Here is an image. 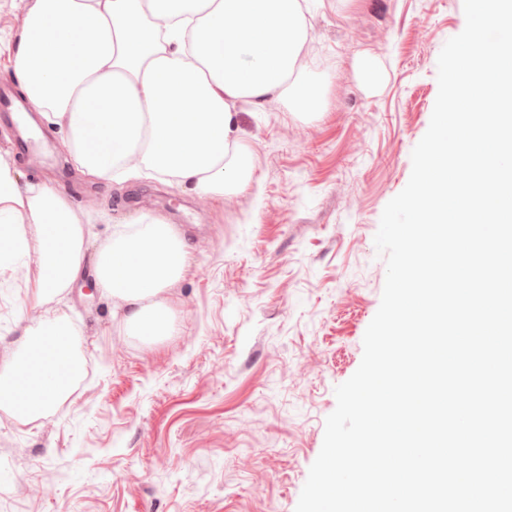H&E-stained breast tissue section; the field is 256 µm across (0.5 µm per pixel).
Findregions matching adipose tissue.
Instances as JSON below:
<instances>
[{"mask_svg": "<svg viewBox=\"0 0 512 512\" xmlns=\"http://www.w3.org/2000/svg\"><path fill=\"white\" fill-rule=\"evenodd\" d=\"M35 0L15 74L27 100L63 122L64 147L81 172L102 180L154 171L192 184L204 198L232 200L255 181L256 160L238 115L271 100L305 117L324 105L307 82L310 23L301 0ZM110 166H102V154ZM0 227L33 244L38 293H58L83 263V228L53 186L21 191L0 163ZM188 252L172 225L154 221L110 241L99 255L98 288L122 311L130 333L173 335L170 307L146 305L184 273ZM75 328L39 320L0 369V403L33 414L66 397L42 379Z\"/></svg>", "mask_w": 512, "mask_h": 512, "instance_id": "1", "label": "adipose tissue"}]
</instances>
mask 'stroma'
<instances>
[{
  "label": "stroma",
  "mask_w": 512,
  "mask_h": 512,
  "mask_svg": "<svg viewBox=\"0 0 512 512\" xmlns=\"http://www.w3.org/2000/svg\"><path fill=\"white\" fill-rule=\"evenodd\" d=\"M33 2L0 0V87L14 92ZM310 23L324 110L241 113L256 181L233 200L159 175L66 170L65 131L43 116L46 156L9 152L20 190L49 182L69 197L88 271L40 297L22 257L0 259V365L47 311L76 326L82 368L38 417L5 419L0 404V512H295L380 306L382 212L409 181L439 54L465 16L463 0H321ZM157 219L189 259L165 294L175 335L147 342L90 270L112 238Z\"/></svg>",
  "instance_id": "35a3bbf8"
}]
</instances>
